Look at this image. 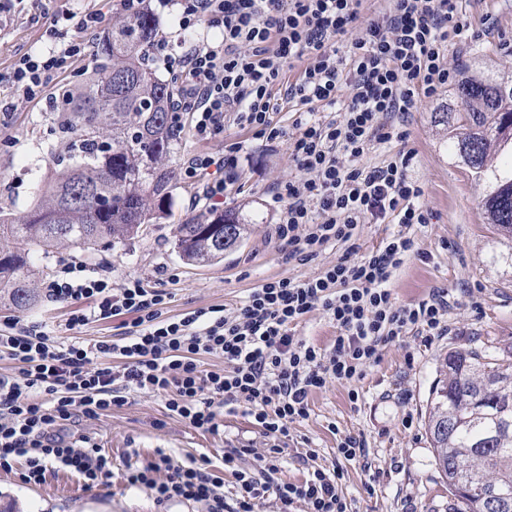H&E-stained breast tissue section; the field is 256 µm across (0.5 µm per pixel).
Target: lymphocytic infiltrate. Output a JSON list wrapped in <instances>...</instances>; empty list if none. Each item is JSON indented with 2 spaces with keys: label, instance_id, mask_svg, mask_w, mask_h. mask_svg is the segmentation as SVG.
<instances>
[{
  "label": "lymphocytic infiltrate",
  "instance_id": "f902f5d3",
  "mask_svg": "<svg viewBox=\"0 0 512 512\" xmlns=\"http://www.w3.org/2000/svg\"><path fill=\"white\" fill-rule=\"evenodd\" d=\"M467 0H390L387 12L363 16V0H158L177 4L174 35L153 36L148 59L178 86L170 110L189 119L206 143L237 127L271 142L284 141L294 177L270 185L275 237L286 260L309 262L335 242L346 255L306 279L265 280L231 306L200 307L169 316L172 298L162 280L113 282L109 270L71 260L45 284L46 297L69 308V343L55 341L40 322L0 327V471L21 467L24 484L45 481L59 467L94 487L112 476V460L88 438L64 437L66 421L95 418L124 405L130 393L161 395L172 416L218 432L223 414L242 411L265 439L263 449L241 444L224 451L236 490L196 459L174 461L164 450L126 465V487L149 491L157 504L188 502L205 512H256L274 495L279 512H353L342 480L343 462L371 470L363 437L337 445L339 463L317 465L314 449L298 452L307 466L299 483L278 480L294 424L310 416L311 392L337 382L353 388L384 348L407 336L448 333L447 289L412 305L397 304L391 282L416 251L414 226L428 223L424 189L410 172L408 119L421 100L456 81L449 43L474 37L463 18ZM100 9L53 16L44 50L17 55L0 73V115L43 100L71 63L86 56ZM292 121L283 124L281 112ZM397 144L382 165L364 164L367 151ZM201 150L181 167L195 201L223 205L238 177L237 155ZM391 222L400 232L361 251L362 224ZM315 311L336 324L330 349L302 339L298 326ZM121 317L112 339L89 342L88 325ZM206 356L223 359L204 368Z\"/></svg>",
  "mask_w": 512,
  "mask_h": 512
}]
</instances>
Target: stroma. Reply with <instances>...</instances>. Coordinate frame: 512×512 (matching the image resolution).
<instances>
[{
	"label": "stroma",
	"instance_id": "stroma-1",
	"mask_svg": "<svg viewBox=\"0 0 512 512\" xmlns=\"http://www.w3.org/2000/svg\"><path fill=\"white\" fill-rule=\"evenodd\" d=\"M46 41L43 25L22 14L0 27V72L6 71L17 54L40 51ZM450 60L470 62L500 75H512V51L504 49L496 36L450 50ZM450 92L422 100L414 112L410 147L417 150L412 177L424 188V202L432 213L425 226L413 228L418 249L399 270L392 289L397 304L427 299L436 288L447 289L453 305L448 314V333L432 343L408 336L383 349L379 362L366 370L355 386L332 383L309 396L310 417L295 424L294 449L313 448L316 462L331 467L337 460V437L360 435L370 451L376 472L368 478L358 464L346 466L345 493L355 512H448L452 499L439 472L425 430L427 402L437 377L439 362L448 352L466 351L485 343L512 348V267L492 264L491 252L512 247L499 240L483 213L482 185L458 165L441 145L431 122L433 113L452 105ZM45 103L19 107L0 128V206L24 211L32 201L33 174L46 167L51 154L62 153L63 142L49 135ZM244 140L248 158L240 159L244 190L231 194L226 206H243L245 213L258 212L265 223L253 225L248 239L224 262L190 265L172 248L176 224L189 214L190 189L177 184L172 211L162 223L151 225L143 239L105 247L84 256L88 267L108 266L114 280L153 277L157 266L167 270V289L173 299L168 315L183 311L230 305L245 298L250 288L265 279L307 278L336 262L345 244L328 245L308 263L285 260L273 234L274 204L269 185L295 176L286 142L274 144L255 138L252 132L231 129L210 141L208 150H223L225 144ZM67 310L39 298L32 308L20 312L0 309V322L17 317L22 322L41 321L53 331L55 340L70 341L65 328ZM358 390V402L349 399ZM219 433L194 429L172 418L163 397L133 393L126 405L98 418L66 422L67 432L88 437L112 458L108 485L85 487L65 470L48 473L44 484L31 487L18 474L0 471V505L15 503L18 512H204L201 505L175 502L157 505L147 492L127 489L125 465L131 450L140 461L152 460L156 449H164L177 461L187 456L211 460L216 475L224 479L225 493H233L235 479L224 471L225 448L252 441L262 448L264 440L250 418L236 412L221 419Z\"/></svg>",
	"mask_w": 512,
	"mask_h": 512
}]
</instances>
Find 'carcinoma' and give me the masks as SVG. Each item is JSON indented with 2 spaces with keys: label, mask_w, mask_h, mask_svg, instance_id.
Masks as SVG:
<instances>
[{
  "label": "carcinoma",
  "mask_w": 512,
  "mask_h": 512,
  "mask_svg": "<svg viewBox=\"0 0 512 512\" xmlns=\"http://www.w3.org/2000/svg\"><path fill=\"white\" fill-rule=\"evenodd\" d=\"M156 30L148 11L115 13L91 72L49 98L50 131L66 144L34 180L28 208L0 207V306L37 301L33 254L62 246L93 253L144 235L170 215L178 181L173 85L145 61ZM456 106L437 112L448 150L486 187L489 223L512 242V76L467 65ZM242 209L196 215L177 225L174 246L190 264H208L244 240ZM432 393L428 432L454 496L451 512H486L495 485L512 501V352L494 345L451 352Z\"/></svg>",
  "instance_id": "carcinoma-1"
}]
</instances>
